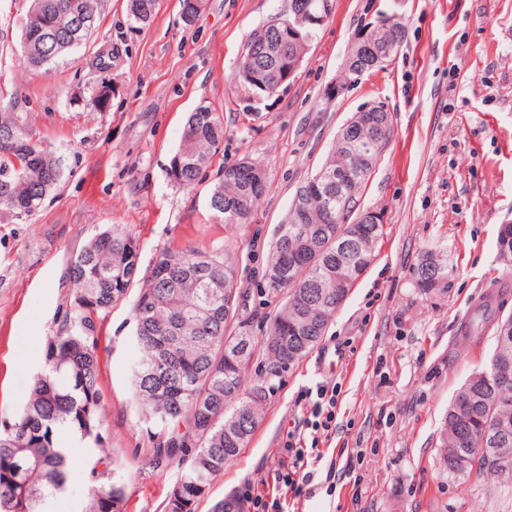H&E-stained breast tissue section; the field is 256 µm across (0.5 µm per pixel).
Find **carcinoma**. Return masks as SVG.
<instances>
[{
	"instance_id": "1",
	"label": "carcinoma",
	"mask_w": 512,
	"mask_h": 512,
	"mask_svg": "<svg viewBox=\"0 0 512 512\" xmlns=\"http://www.w3.org/2000/svg\"><path fill=\"white\" fill-rule=\"evenodd\" d=\"M22 28L25 39L38 27L46 45L25 50L34 68L57 63L83 44L95 29L98 0H33ZM158 0H129L134 27L151 25ZM253 33L241 54L238 80L267 71L277 74L288 60L306 54L303 44L285 35L266 39ZM224 117L211 107L189 114L176 155V182L192 186L211 163L223 141ZM0 217L23 220L43 205L61 182L62 160L33 141L20 116L0 113ZM261 173L252 162L224 166L210 207L224 223L239 228L260 203L242 197V172ZM238 203L231 211L226 204ZM326 200L310 196L307 215L278 226L262 273L264 295L288 292V300L251 337L246 353L234 354L243 331L226 334L229 302L240 297L233 276L237 252L232 242L210 251L193 246L165 248L142 279L132 307L133 336L139 358L132 372L134 395L144 410L154 469L175 467L179 477L163 512H196L208 497L213 479L249 442L267 401L282 379L321 340L339 309L336 267L353 278L354 268L336 257V243L351 230L354 263L369 266L383 237L382 224H328ZM501 258L512 264V224L498 235ZM136 239L120 225L92 238L74 255L67 275L74 285L71 312L57 335L47 339L46 365L36 375L22 409L0 422V512H45L46 501L62 492L71 449L58 443L67 431L80 443L92 442L101 457L90 470L85 512H123L126 484L109 466L104 447L109 427L101 408L94 316L124 300L139 273ZM449 269L440 250H428L417 266L419 287L445 285ZM512 363V317L496 321L489 362L463 382L440 433V469L448 479L466 483L486 473L512 484V382L495 378L497 366Z\"/></svg>"
}]
</instances>
